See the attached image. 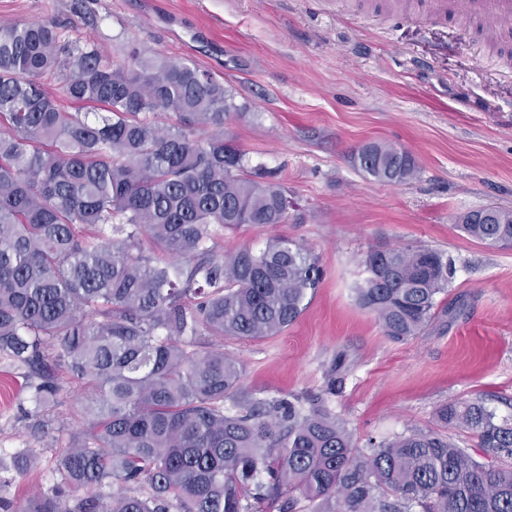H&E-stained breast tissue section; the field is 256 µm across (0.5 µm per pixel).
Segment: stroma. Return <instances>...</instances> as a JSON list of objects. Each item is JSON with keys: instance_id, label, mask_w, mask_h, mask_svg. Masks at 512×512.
Wrapping results in <instances>:
<instances>
[{"instance_id": "1", "label": "stroma", "mask_w": 512, "mask_h": 512, "mask_svg": "<svg viewBox=\"0 0 512 512\" xmlns=\"http://www.w3.org/2000/svg\"><path fill=\"white\" fill-rule=\"evenodd\" d=\"M0 0L1 21L56 23L114 61L130 48L189 61L244 113L227 133L288 189V221L217 229L221 250L285 236L323 270L300 318L263 339L204 336L242 368L245 398L324 399L359 448L437 431V408L481 400L512 414V247L464 236L455 215L512 210V29L464 23L448 0ZM369 142L410 152L418 172L388 185L356 170ZM432 248L453 264L438 318L392 341L354 295L371 250ZM25 370L0 359V481L24 501L56 478L87 391L61 376L36 411ZM34 463L14 468L18 452Z\"/></svg>"}]
</instances>
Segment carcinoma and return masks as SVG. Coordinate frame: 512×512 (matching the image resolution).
Instances as JSON below:
<instances>
[{"instance_id":"1","label":"carcinoma","mask_w":512,"mask_h":512,"mask_svg":"<svg viewBox=\"0 0 512 512\" xmlns=\"http://www.w3.org/2000/svg\"><path fill=\"white\" fill-rule=\"evenodd\" d=\"M50 72L77 108L44 88ZM240 111L192 63L145 50L116 63L47 22L0 25V358L39 379L37 409L62 370L93 391L59 481L19 508L0 495V512H512V469L499 466L512 460V416L481 401L439 407L442 426L477 436L481 460L436 431L371 438L365 453L322 403L242 402L239 363L194 351L201 336L277 335L322 276L287 237L217 249V227L288 221L287 190L258 180L226 135ZM162 114L175 119L161 126ZM353 162L380 182L417 173L387 143ZM456 223L512 246L511 210ZM363 266L357 302L390 339L437 317L451 275L442 252L376 250Z\"/></svg>"}]
</instances>
